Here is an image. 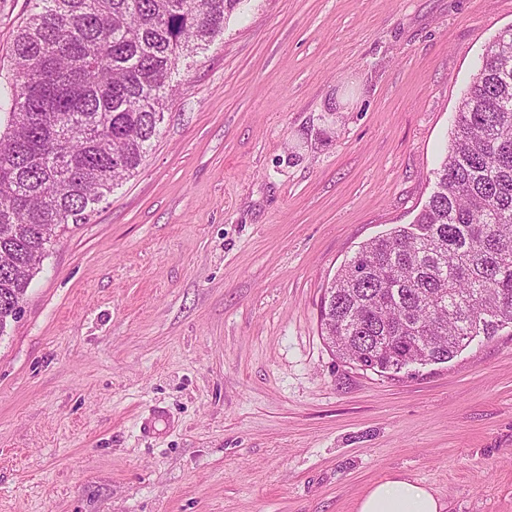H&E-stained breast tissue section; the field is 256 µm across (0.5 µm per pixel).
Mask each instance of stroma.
I'll list each match as a JSON object with an SVG mask.
<instances>
[{
  "label": "stroma",
  "instance_id": "stroma-1",
  "mask_svg": "<svg viewBox=\"0 0 512 512\" xmlns=\"http://www.w3.org/2000/svg\"><path fill=\"white\" fill-rule=\"evenodd\" d=\"M29 0H0V83ZM512 0H245L0 335V512H355L403 473L512 512V325L395 376L320 306L427 201Z\"/></svg>",
  "mask_w": 512,
  "mask_h": 512
}]
</instances>
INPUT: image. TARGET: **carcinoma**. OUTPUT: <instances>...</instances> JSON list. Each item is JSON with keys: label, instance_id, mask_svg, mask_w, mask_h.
<instances>
[{"label": "carcinoma", "instance_id": "cac0c4a2", "mask_svg": "<svg viewBox=\"0 0 512 512\" xmlns=\"http://www.w3.org/2000/svg\"><path fill=\"white\" fill-rule=\"evenodd\" d=\"M0 84V335L65 224L142 164L180 57L244 0H32ZM435 189L412 224L365 243L326 289L321 331L380 374L445 363L512 324V36L464 93Z\"/></svg>", "mask_w": 512, "mask_h": 512}]
</instances>
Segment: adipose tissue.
<instances>
[{"label": "adipose tissue", "instance_id": "obj_1", "mask_svg": "<svg viewBox=\"0 0 512 512\" xmlns=\"http://www.w3.org/2000/svg\"><path fill=\"white\" fill-rule=\"evenodd\" d=\"M443 508L440 499L420 482L391 474L370 486L356 512H442Z\"/></svg>", "mask_w": 512, "mask_h": 512}]
</instances>
